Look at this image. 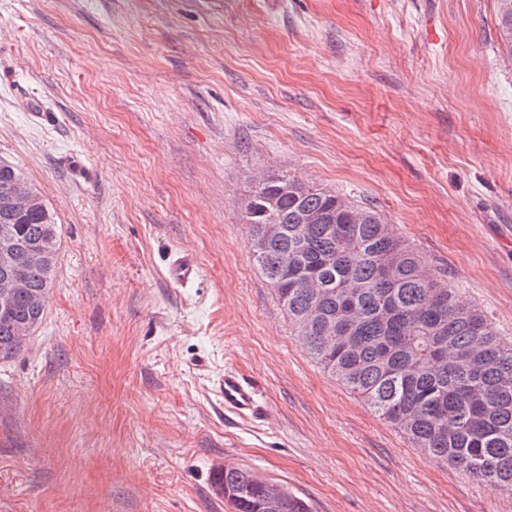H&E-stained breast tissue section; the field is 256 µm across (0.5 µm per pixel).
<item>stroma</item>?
Here are the masks:
<instances>
[{
  "label": "stroma",
  "instance_id": "1",
  "mask_svg": "<svg viewBox=\"0 0 512 512\" xmlns=\"http://www.w3.org/2000/svg\"><path fill=\"white\" fill-rule=\"evenodd\" d=\"M498 46L495 0H0V156L60 236L0 362V512H230L225 466L311 512H512L311 358L242 213L262 172L371 202L512 341ZM228 369L263 420L225 417ZM167 273L170 281L181 288L194 287L199 283V268L189 252H175L168 265Z\"/></svg>",
  "mask_w": 512,
  "mask_h": 512
}]
</instances>
